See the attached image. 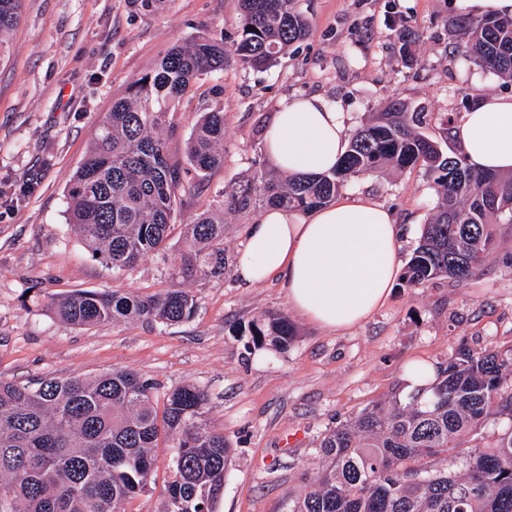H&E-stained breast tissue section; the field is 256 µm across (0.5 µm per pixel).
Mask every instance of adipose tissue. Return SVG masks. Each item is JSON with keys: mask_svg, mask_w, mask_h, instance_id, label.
I'll return each instance as SVG.
<instances>
[{"mask_svg": "<svg viewBox=\"0 0 512 512\" xmlns=\"http://www.w3.org/2000/svg\"><path fill=\"white\" fill-rule=\"evenodd\" d=\"M344 113L316 96L283 102L265 138L267 157L297 175L330 171L347 144ZM451 135L476 169L512 172V95L477 96ZM392 214L360 193L304 213L261 211L235 259L247 285L282 278L290 305L333 330L359 325L382 306L401 270Z\"/></svg>", "mask_w": 512, "mask_h": 512, "instance_id": "obj_1", "label": "adipose tissue"}]
</instances>
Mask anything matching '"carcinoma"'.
Returning a JSON list of instances; mask_svg holds the SVG:
<instances>
[{
    "label": "carcinoma",
    "instance_id": "1",
    "mask_svg": "<svg viewBox=\"0 0 512 512\" xmlns=\"http://www.w3.org/2000/svg\"><path fill=\"white\" fill-rule=\"evenodd\" d=\"M22 0H0V33L21 19ZM233 52L225 41L194 38L176 46L125 95L112 100L68 188V223L115 281L148 256L178 245L166 286L152 295L120 286L50 299L49 313L74 326L134 320L173 324L190 318V286L224 275V213L205 211L176 224L178 204L195 183L171 160L162 131L201 76L224 69L228 56L266 69L289 45L312 34L298 0H239ZM457 53L512 81V17H459ZM420 35L399 33L402 61L415 59ZM428 113L402 99L353 135L333 171L315 177L262 170L224 187L237 212L257 205L306 212L321 207L360 174L421 165L433 176L438 204L408 260V287L438 278L473 277L500 245L497 225L512 224V172H478L419 132ZM224 112H205L186 145L194 171L224 167ZM255 349L286 352L297 330L283 313L264 312L244 327ZM207 395L193 385L156 395L132 370L88 379L0 377V512H127L152 489L155 448L171 449L164 512H215L232 462L224 433L207 420ZM491 415L512 421V346H462L438 368L426 397L393 396L326 431L321 467L286 512H512V426L489 446L466 445ZM459 456L464 469L443 467Z\"/></svg>",
    "mask_w": 512,
    "mask_h": 512
}]
</instances>
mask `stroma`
Instances as JSON below:
<instances>
[{
	"label": "stroma",
	"mask_w": 512,
	"mask_h": 512,
	"mask_svg": "<svg viewBox=\"0 0 512 512\" xmlns=\"http://www.w3.org/2000/svg\"><path fill=\"white\" fill-rule=\"evenodd\" d=\"M313 36L268 69L224 68L201 77L164 131L173 160L201 113L226 116L224 166L185 196L178 223L223 209L229 254L258 212L224 209V185L253 179L272 163L264 137L284 101L317 94L349 116L356 131L392 99L425 103L423 132L440 139L479 92L512 95L504 82L454 50L459 0H300ZM237 0H23L19 25L0 41V377L36 382L89 378L124 367L159 391L192 384L209 396L207 419L233 450L216 512H284L288 492L319 468L316 440L336 422L403 392L413 360L446 364L461 343L512 345V228L477 278L395 285L388 302L359 326L330 330L288 302L282 281L248 286L235 272L195 286L197 308L182 323L139 321L78 327L45 303L75 290L112 287L67 222V188L114 98L164 54L197 37L235 35ZM421 39L412 66L397 33ZM345 193H367L391 209L409 260L436 204L417 166L351 178ZM167 261L147 258L123 288L153 294ZM282 312L298 329L284 353L248 352L239 326L260 312Z\"/></svg>",
	"instance_id": "obj_1"
}]
</instances>
